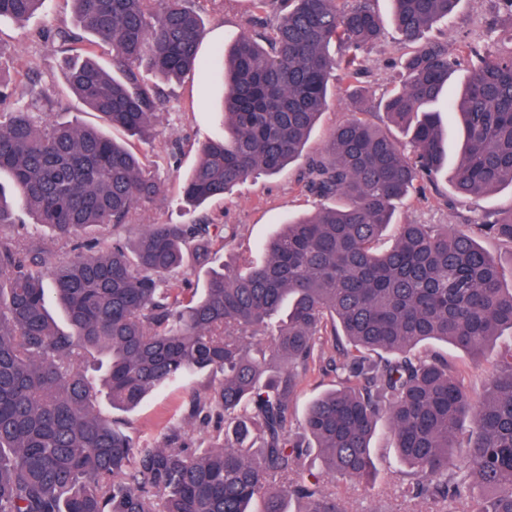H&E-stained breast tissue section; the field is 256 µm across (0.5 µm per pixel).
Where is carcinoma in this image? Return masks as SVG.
I'll use <instances>...</instances> for the list:
<instances>
[{
  "instance_id": "cac0c4a2",
  "label": "carcinoma",
  "mask_w": 512,
  "mask_h": 512,
  "mask_svg": "<svg viewBox=\"0 0 512 512\" xmlns=\"http://www.w3.org/2000/svg\"><path fill=\"white\" fill-rule=\"evenodd\" d=\"M46 0H0V19L25 22ZM74 25L43 34L64 58L69 93L108 128L148 135L170 100L156 82L210 64L199 57L204 20L195 0H70ZM279 13L217 54L224 134L198 149L181 184L193 207L254 173L302 157L336 69L351 84L358 54L383 35L375 0H253ZM391 21L416 45L406 79L384 102L408 137L355 117L308 158L306 190L336 201L281 225L264 262L240 272L210 266L218 227L147 224L129 243L82 240L129 225L165 193L152 165L102 129L59 120L66 96L32 71L30 99L11 100L0 74V512H347L326 478L376 480L371 440L393 436L404 497L448 512H512V343L480 398L431 341L480 355L512 332V286L480 240L512 249V212L450 228L401 224L376 244L397 204L448 161L436 108L456 66L448 43L423 40L459 0H391ZM337 44L343 54L330 48ZM112 51V68L97 49ZM446 112L464 140L454 193L479 199L512 188V53L490 48ZM29 216L71 243L63 262L35 238L3 228ZM207 267L202 288L170 277ZM336 385L307 405L300 431L290 407L313 370ZM210 376L157 444L114 413L186 378ZM192 421L206 445L189 440ZM323 472L299 477L311 450Z\"/></svg>"
}]
</instances>
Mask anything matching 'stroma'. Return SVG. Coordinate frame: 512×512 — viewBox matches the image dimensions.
I'll use <instances>...</instances> for the list:
<instances>
[{"mask_svg":"<svg viewBox=\"0 0 512 512\" xmlns=\"http://www.w3.org/2000/svg\"><path fill=\"white\" fill-rule=\"evenodd\" d=\"M205 19L207 34L200 48L202 58L229 44L236 36L253 31L257 17L274 22L273 12L258 14L252 0H198ZM73 23L69 0H47L42 14L19 25L0 20V40L13 48L10 58L0 61V74L9 78L14 98L23 100L28 94L27 65L35 63L48 86L62 83L60 55L54 44L45 42L43 30L68 27ZM512 23V12L503 0H461L458 12L450 20L439 22L432 37L446 41L448 51L456 56L459 65L448 85L449 93H456L463 78L468 75L470 57L468 48H493L499 53L512 52V36L506 28ZM410 45L404 44L395 32H388L380 42L362 53L361 75L355 90H348L345 82H337L335 94L312 131L307 151L319 154L329 132L351 119L355 103H362L369 121L386 126L383 101L395 87L401 85L402 61L409 55ZM222 80L218 71L195 73L183 81L166 86L171 103L159 112L154 123L150 143L127 138L125 132L115 131L116 139L128 140L130 146L148 159L160 160L157 174L165 184V193L154 204L140 211L135 225L113 230L105 228L99 235L105 239H130L143 224H190L197 216H205L211 223L232 224L237 234L217 256L223 264L245 269L264 261L263 242L288 217L311 214L320 206L318 198L307 192L300 180L299 167H291L276 175L254 174L238 183L224 197L212 200L203 213L189 211L181 201L182 176L195 164L198 148L207 140L221 135L217 111L222 98ZM451 175L439 173L434 183L410 193L400 204L395 223L389 226L381 247L390 246L398 225L463 224L482 214L512 212V190L503 188L481 197L473 203L459 202L452 193ZM438 352L446 356L465 378L471 393L481 396L494 371L496 348H487L474 357L452 346L438 345ZM207 378L195 377L176 383L154 394L126 419L138 435L162 441L170 416L184 404L191 391L206 386ZM375 464L378 477L374 486L367 487L352 480L339 482L338 495L343 498L348 512H428L426 504L405 498L395 471L391 434L380 428L375 436Z\"/></svg>","mask_w":512,"mask_h":512,"instance_id":"1","label":"stroma"}]
</instances>
